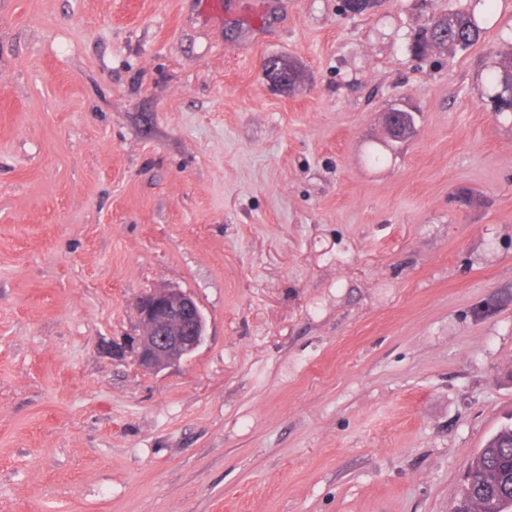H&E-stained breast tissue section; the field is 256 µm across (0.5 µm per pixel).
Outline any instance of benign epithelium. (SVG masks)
Returning a JSON list of instances; mask_svg holds the SVG:
<instances>
[{
    "label": "benign epithelium",
    "mask_w": 512,
    "mask_h": 512,
    "mask_svg": "<svg viewBox=\"0 0 512 512\" xmlns=\"http://www.w3.org/2000/svg\"><path fill=\"white\" fill-rule=\"evenodd\" d=\"M387 134L403 140L414 133V118L403 108L385 115ZM141 333L131 344L136 366L146 372L160 370L194 353L203 343L206 322L196 300L178 288H160L136 299Z\"/></svg>",
    "instance_id": "obj_1"
}]
</instances>
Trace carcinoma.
<instances>
[{
	"mask_svg": "<svg viewBox=\"0 0 512 512\" xmlns=\"http://www.w3.org/2000/svg\"><path fill=\"white\" fill-rule=\"evenodd\" d=\"M495 0H483L485 9L452 15L450 28L436 17L414 43L420 54L432 49L468 48L478 37L481 23L491 13ZM492 107L499 112L512 110V56L498 63L487 76ZM500 499L499 509L512 512V424L501 427L487 440L470 464L465 483L452 512H489L488 504Z\"/></svg>",
	"mask_w": 512,
	"mask_h": 512,
	"instance_id": "cac0c4a2",
	"label": "carcinoma"
}]
</instances>
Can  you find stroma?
Masks as SVG:
<instances>
[{
    "instance_id": "1",
    "label": "stroma",
    "mask_w": 512,
    "mask_h": 512,
    "mask_svg": "<svg viewBox=\"0 0 512 512\" xmlns=\"http://www.w3.org/2000/svg\"><path fill=\"white\" fill-rule=\"evenodd\" d=\"M473 2L0 0V512H451L512 421V0L411 44ZM160 287L206 336L145 372ZM485 9L482 13L476 14L473 9L465 13L448 14L450 19V28L445 29L438 16L433 18L423 33L414 43V48L419 54L428 53L432 49H459L465 50L478 37L481 30V23L491 13L495 0H483ZM442 31H446V35L442 36ZM448 38V41H446ZM458 41L462 45L457 47L454 42ZM446 47V48H445ZM497 64L487 76L489 88L494 92L489 100L496 111L512 112V53ZM387 134L395 140H403L414 133V118L406 109L392 108L385 115Z\"/></svg>"
}]
</instances>
